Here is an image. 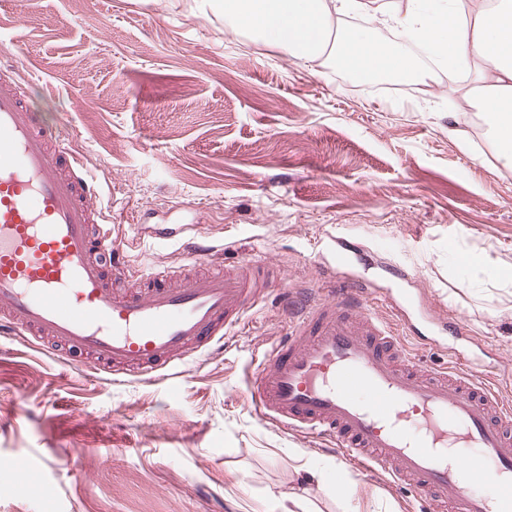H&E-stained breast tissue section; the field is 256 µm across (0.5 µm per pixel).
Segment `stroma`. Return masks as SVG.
I'll list each match as a JSON object with an SVG mask.
<instances>
[{
	"label": "stroma",
	"mask_w": 512,
	"mask_h": 512,
	"mask_svg": "<svg viewBox=\"0 0 512 512\" xmlns=\"http://www.w3.org/2000/svg\"><path fill=\"white\" fill-rule=\"evenodd\" d=\"M0 64L95 176L132 265L185 263L180 241L149 230L191 225L215 247L208 265L259 257L283 274L249 332L152 378L0 337V512H272L288 493L312 512H423L410 487L353 467L347 492L306 484L293 449H336L261 422L241 394L257 350L283 332L290 291L316 287L341 235L376 312L398 281L467 325L432 346L406 335L421 367L455 348L512 400V279L475 285L460 270L469 253L512 262V170L472 160L489 133L470 100L298 63L226 34L195 0H0ZM459 111L468 154L448 132Z\"/></svg>",
	"instance_id": "obj_1"
}]
</instances>
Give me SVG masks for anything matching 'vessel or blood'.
Here are the masks:
<instances>
[{
    "instance_id": "vessel-or-blood-1",
    "label": "vessel or blood",
    "mask_w": 512,
    "mask_h": 512,
    "mask_svg": "<svg viewBox=\"0 0 512 512\" xmlns=\"http://www.w3.org/2000/svg\"><path fill=\"white\" fill-rule=\"evenodd\" d=\"M0 68V335L30 336L97 371L146 375L211 350L280 273L254 260L220 273L143 271L100 217L77 154L24 112ZM337 244L287 336L255 358L248 396L264 420L333 440L347 462L427 496L434 512H512V404L465 355L410 364V311L373 312ZM451 448L477 454L450 461ZM493 481L482 496L474 484Z\"/></svg>"
}]
</instances>
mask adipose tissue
Wrapping results in <instances>:
<instances>
[{"mask_svg":"<svg viewBox=\"0 0 512 512\" xmlns=\"http://www.w3.org/2000/svg\"><path fill=\"white\" fill-rule=\"evenodd\" d=\"M231 32L305 64L338 66L356 79L457 82L490 131L495 161L512 170V0H203ZM370 26L345 28L346 18ZM399 41L377 42L373 27Z\"/></svg>","mask_w":512,"mask_h":512,"instance_id":"obj_1","label":"adipose tissue"}]
</instances>
